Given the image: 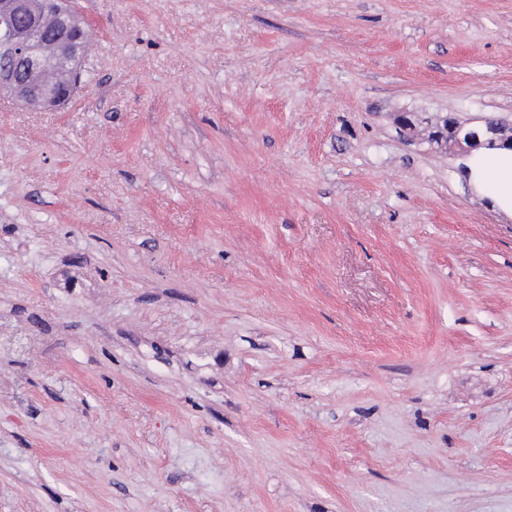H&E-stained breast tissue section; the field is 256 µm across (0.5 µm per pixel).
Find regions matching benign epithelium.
I'll list each match as a JSON object with an SVG mask.
<instances>
[{
  "label": "benign epithelium",
  "mask_w": 512,
  "mask_h": 512,
  "mask_svg": "<svg viewBox=\"0 0 512 512\" xmlns=\"http://www.w3.org/2000/svg\"><path fill=\"white\" fill-rule=\"evenodd\" d=\"M62 25L45 29L48 13ZM87 48L84 21L71 0H0V92L32 109H57L67 104L80 85ZM505 124L488 119L480 126L455 117L439 128L437 138L448 150L466 156L480 147L512 146Z\"/></svg>",
  "instance_id": "1"
}]
</instances>
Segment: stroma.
<instances>
[{"mask_svg": "<svg viewBox=\"0 0 512 512\" xmlns=\"http://www.w3.org/2000/svg\"><path fill=\"white\" fill-rule=\"evenodd\" d=\"M0 93V512H512V0H77ZM58 16L62 25L54 33ZM24 18L22 25L15 20ZM45 19V22H44ZM48 46V50L45 47ZM87 48L84 21L69 0H0V92L32 109L67 104L80 85ZM52 71L54 78H47ZM505 126L503 122L494 119L485 120L480 126H471L468 121L448 117V125L445 128L439 125L437 138L441 144H445L448 151L466 156L480 147L505 144L512 146L511 139L505 137ZM469 178L499 208L512 210V150L475 158L469 166Z\"/></svg>", "mask_w": 512, "mask_h": 512, "instance_id": "1", "label": "stroma"}]
</instances>
